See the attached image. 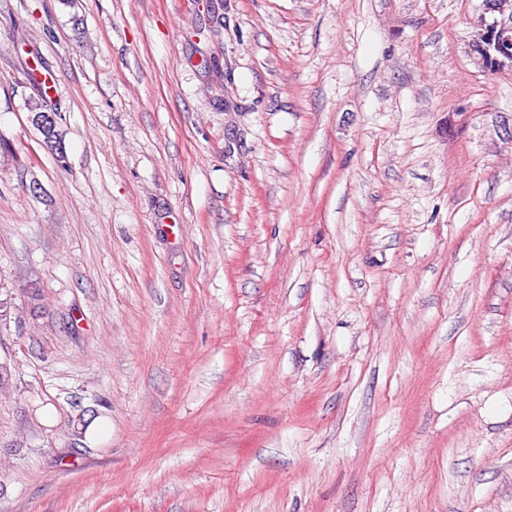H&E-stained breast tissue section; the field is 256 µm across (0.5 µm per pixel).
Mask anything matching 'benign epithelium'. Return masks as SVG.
<instances>
[{"mask_svg": "<svg viewBox=\"0 0 512 512\" xmlns=\"http://www.w3.org/2000/svg\"><path fill=\"white\" fill-rule=\"evenodd\" d=\"M483 24L470 44L473 59L488 71L512 66V7L508 0H483Z\"/></svg>", "mask_w": 512, "mask_h": 512, "instance_id": "7a95c632", "label": "benign epithelium"}]
</instances>
